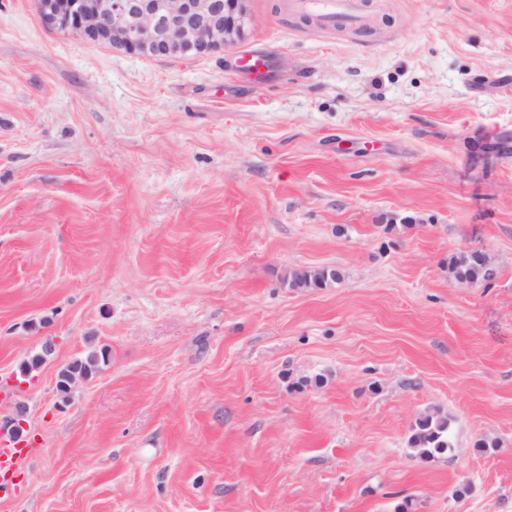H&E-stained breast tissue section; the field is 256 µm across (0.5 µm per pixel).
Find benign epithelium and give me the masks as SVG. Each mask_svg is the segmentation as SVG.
<instances>
[{
    "label": "benign epithelium",
    "instance_id": "obj_1",
    "mask_svg": "<svg viewBox=\"0 0 512 512\" xmlns=\"http://www.w3.org/2000/svg\"><path fill=\"white\" fill-rule=\"evenodd\" d=\"M249 0H36L49 26L129 54L170 58L181 50L237 45L250 22Z\"/></svg>",
    "mask_w": 512,
    "mask_h": 512
}]
</instances>
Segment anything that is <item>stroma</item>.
Returning <instances> with one entry per match:
<instances>
[{
	"instance_id": "obj_1",
	"label": "stroma",
	"mask_w": 512,
	"mask_h": 512,
	"mask_svg": "<svg viewBox=\"0 0 512 512\" xmlns=\"http://www.w3.org/2000/svg\"><path fill=\"white\" fill-rule=\"evenodd\" d=\"M284 2L159 61L0 0V446L17 409L31 435L0 512H512V0L357 32ZM235 65L238 72L258 75L266 71L269 66V60L261 52H245L236 58ZM449 271L457 281L466 280L460 283L468 286H473V283L477 285L487 282L493 276L489 270L472 261L471 251H462L453 256L449 264ZM302 269L289 273L287 281L291 288H326L341 278L339 270L335 268ZM409 444L424 458L444 453L451 448L448 418L439 413L421 416L411 429Z\"/></svg>"
}]
</instances>
